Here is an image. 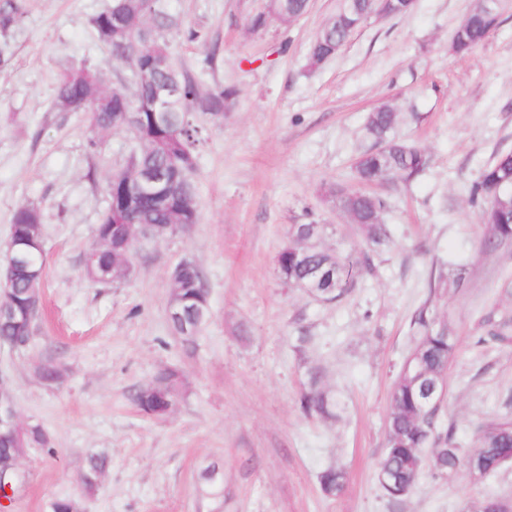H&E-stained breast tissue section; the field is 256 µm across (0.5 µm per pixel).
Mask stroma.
Wrapping results in <instances>:
<instances>
[{
    "label": "stroma",
    "mask_w": 512,
    "mask_h": 512,
    "mask_svg": "<svg viewBox=\"0 0 512 512\" xmlns=\"http://www.w3.org/2000/svg\"><path fill=\"white\" fill-rule=\"evenodd\" d=\"M109 2L25 0L12 61L0 69V264L15 210L38 207L46 277L37 344L65 369L59 387H45L36 349L0 347L21 420L41 424L54 448L26 449L29 478L0 512H52L62 498L81 512H476L486 498L512 497V465L480 482L462 468L423 473L397 504L378 479L390 394L420 307L456 341L440 425L471 448L484 426L512 421V342L487 335L489 321L512 318V241L481 249L487 228L469 201L483 169L512 150V0H496L498 26L467 55L450 40L479 0H415L405 16L368 19L314 69L309 46L341 0H309L301 17L256 32L249 19L266 0H164L202 33L173 37L176 66L203 91L237 95L223 117H198V223L137 243L135 275L103 285L83 277V259L130 136L112 132L90 151L84 114L57 111L55 96L71 67L98 69L107 88L128 76L95 37L92 21ZM383 105L397 108V136L430 163L411 185L382 187L390 242L348 297L322 304L283 284L276 257L308 210L325 226L324 248L370 252L321 187L349 181L370 145L367 116ZM185 260L202 271L211 307L188 349L167 319L169 272ZM167 366L184 386L170 414L147 416L132 394ZM313 367L335 417L300 409ZM100 452L106 470L87 497L81 475ZM212 464L224 481L210 494L200 474ZM330 467L347 473L332 497L319 482Z\"/></svg>",
    "instance_id": "obj_1"
}]
</instances>
